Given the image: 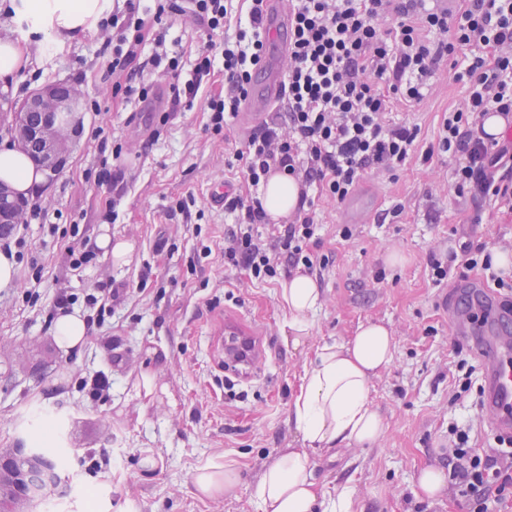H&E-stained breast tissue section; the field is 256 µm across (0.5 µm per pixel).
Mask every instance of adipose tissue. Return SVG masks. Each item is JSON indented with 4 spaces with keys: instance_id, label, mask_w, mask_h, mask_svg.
Returning a JSON list of instances; mask_svg holds the SVG:
<instances>
[{
    "instance_id": "ef3b65f1",
    "label": "adipose tissue",
    "mask_w": 512,
    "mask_h": 512,
    "mask_svg": "<svg viewBox=\"0 0 512 512\" xmlns=\"http://www.w3.org/2000/svg\"><path fill=\"white\" fill-rule=\"evenodd\" d=\"M109 8L110 0L22 2L34 27L59 42L98 29ZM0 180L30 198L45 184L46 174L20 147L6 141L0 143ZM261 199L272 221H279L296 211L299 185L287 174H271L261 187ZM280 296L288 311L291 342L301 345L310 334V315L322 305L321 291L312 276L298 273L282 283ZM393 348L390 331L369 323L350 340L325 342L315 349L291 407L290 420L301 445L282 453L262 473L255 488L261 512H352L349 488L331 496L321 491L314 458L382 435L383 423L369 399V384L391 365Z\"/></svg>"
}]
</instances>
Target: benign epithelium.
I'll return each instance as SVG.
<instances>
[{"label":"benign epithelium","instance_id":"benign-epithelium-1","mask_svg":"<svg viewBox=\"0 0 512 512\" xmlns=\"http://www.w3.org/2000/svg\"><path fill=\"white\" fill-rule=\"evenodd\" d=\"M41 114V122L32 124L28 116ZM18 144L34 154L38 163L50 172L59 171L70 141L78 137L83 127L81 94L68 82H56L34 90L23 105L11 113L9 122ZM25 202L0 185V223L22 224ZM18 458H33L30 448H0V512H35L40 501L51 496L56 488L46 481L39 497L21 491L24 472H3L4 462Z\"/></svg>","mask_w":512,"mask_h":512}]
</instances>
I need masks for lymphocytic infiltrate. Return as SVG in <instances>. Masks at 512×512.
I'll use <instances>...</instances> for the list:
<instances>
[{
  "label": "lymphocytic infiltrate",
  "mask_w": 512,
  "mask_h": 512,
  "mask_svg": "<svg viewBox=\"0 0 512 512\" xmlns=\"http://www.w3.org/2000/svg\"><path fill=\"white\" fill-rule=\"evenodd\" d=\"M242 26L232 24L229 0H114L108 18L115 31L105 75L125 102L146 100L152 90L145 71L169 81V114L191 107L202 85L223 74V92L205 108L214 132L235 118L266 39L264 0H249ZM188 15L211 39L197 56L189 79L178 56L169 55L160 28L165 14ZM293 44L280 97L261 126L237 149L234 160L248 186L280 170L300 184L293 222L269 223L258 197L228 195L224 209L236 216L224 229V266L266 283L294 272L320 273L316 256L320 226L317 189L343 202L365 173H392L414 157L447 158L455 190L512 213V139L489 135V111L512 115V0H461L455 16L425 0H292ZM461 86L457 107L445 112L435 142L419 148L418 125L394 119L393 103L412 107L431 93L440 69ZM435 281L455 270L485 271L497 290L512 293V274L495 272L483 247L462 243L445 256L430 254ZM455 479L480 503L512 486V451L480 455L470 436L455 432L448 448Z\"/></svg>",
  "instance_id": "lymphocytic-infiltrate-1"
}]
</instances>
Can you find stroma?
Returning a JSON list of instances; mask_svg holds the SVG:
<instances>
[{"label": "stroma", "mask_w": 512, "mask_h": 512, "mask_svg": "<svg viewBox=\"0 0 512 512\" xmlns=\"http://www.w3.org/2000/svg\"><path fill=\"white\" fill-rule=\"evenodd\" d=\"M0 0V41L28 47L31 63L0 84V141L10 138V106L45 84L67 81L83 96L84 126L51 189L37 196L41 216L26 231L23 259L12 287L0 288V448L17 443L56 449L63 492L39 512H96L98 499L121 512H260L255 488L265 466L300 447L289 420L304 365L316 345L352 338L374 322L394 338V360L370 382V398L384 432L375 443L342 447L316 457L323 490L354 491L353 512H477L472 498L447 481L436 496L419 487L421 470L448 464V432L469 431L472 448H495L480 405L481 372L467 342L454 339L447 305L460 304L466 282L479 272L434 282L430 252L471 240L488 252L512 250V214L485 211L471 223L474 201L458 197L443 158L413 161L395 175H365L360 194L373 214L394 205L386 223L352 225L343 237L341 205L320 201L321 243L327 265L317 283L323 305L310 318L303 345L288 340V312L280 281H251L224 269L223 204L214 186L239 190L242 175L229 161L248 135L238 125L209 130L201 106L165 117L159 105L137 108L115 97L102 77L112 56V30L102 27L62 43L16 28ZM166 47L191 70L205 30L185 16L164 21ZM460 89L439 74L420 105L395 106L418 124L420 142L438 135L443 113ZM160 136L149 152L142 141ZM122 145L127 171L122 191L98 183ZM132 243L127 265L99 255L72 269L68 251L95 245L102 230ZM123 287L105 322L92 326L82 349L56 343L58 293L74 294L84 313L87 295ZM257 324L268 360L252 379L226 388L218 367L215 331L225 315ZM157 374L153 400L136 398L142 373ZM112 382L108 398L92 400L84 386L97 373ZM212 462L235 470L238 484L217 499L197 496L196 469Z\"/></svg>", "instance_id": "obj_1"}]
</instances>
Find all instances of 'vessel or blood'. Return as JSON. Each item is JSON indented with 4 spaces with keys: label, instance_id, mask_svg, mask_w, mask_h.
I'll return each instance as SVG.
<instances>
[{
    "label": "vessel or blood",
    "instance_id": "1",
    "mask_svg": "<svg viewBox=\"0 0 512 512\" xmlns=\"http://www.w3.org/2000/svg\"><path fill=\"white\" fill-rule=\"evenodd\" d=\"M290 0H266L264 25L269 32L272 58L264 65V80L260 89L248 93L242 103L239 122L242 126L256 123L279 93L285 72L282 67L291 50L288 32L291 26ZM512 320L497 315L485 330L468 336L481 363L484 378V409L490 415L492 430L502 436H512V334L507 325ZM224 363L233 373L259 371L266 361L264 336L245 327L241 317L224 321L221 338Z\"/></svg>",
    "mask_w": 512,
    "mask_h": 512
}]
</instances>
